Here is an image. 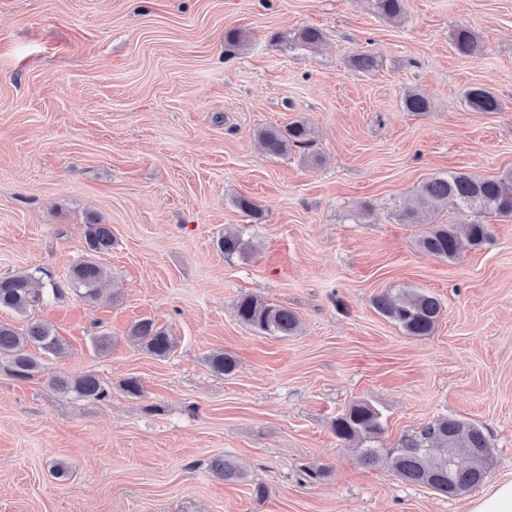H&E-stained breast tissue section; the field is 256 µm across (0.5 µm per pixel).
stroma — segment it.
Listing matches in <instances>:
<instances>
[{"mask_svg": "<svg viewBox=\"0 0 512 512\" xmlns=\"http://www.w3.org/2000/svg\"><path fill=\"white\" fill-rule=\"evenodd\" d=\"M307 26L319 47L293 43ZM459 26L478 55L455 51ZM232 30L243 47L227 46ZM359 51L378 69L353 71ZM471 87L501 111L470 109ZM413 89L430 112L405 110ZM295 121L309 146L259 148L257 129ZM451 172L512 175V0H406L394 22L371 0H0V276L64 279L88 224L113 238L98 301L0 310L69 348L27 381L0 359V512H467L474 492L360 463L332 430L355 402L381 412L386 449L441 417L477 425L487 483L512 481V216L489 218V240L454 263L402 219L422 182ZM241 227L250 252L224 258L218 238ZM390 288L440 300L431 335L375 310ZM245 294L293 310L297 333L242 324ZM141 319L175 336L168 357L128 339ZM219 350L234 374L210 369ZM83 373L107 400L48 384ZM219 455L244 480L215 477ZM452 44L455 51L465 57H473L480 50L478 37L466 26H460L453 31Z\"/></svg>", "mask_w": 512, "mask_h": 512, "instance_id": "1", "label": "stroma"}]
</instances>
